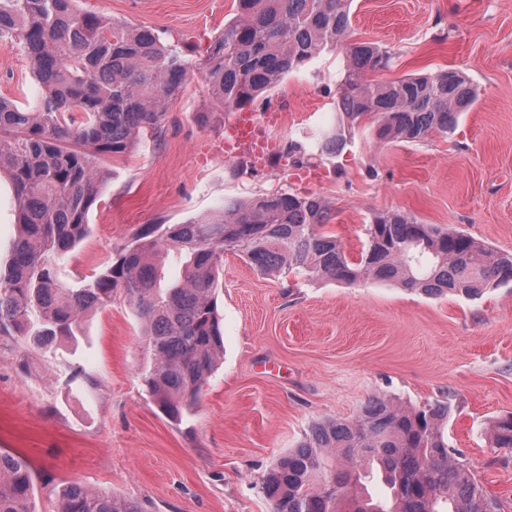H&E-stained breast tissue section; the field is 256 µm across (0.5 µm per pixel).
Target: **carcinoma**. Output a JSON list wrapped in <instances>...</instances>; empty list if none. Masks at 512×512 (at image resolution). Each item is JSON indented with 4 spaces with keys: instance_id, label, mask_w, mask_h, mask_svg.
Segmentation results:
<instances>
[{
    "instance_id": "obj_1",
    "label": "carcinoma",
    "mask_w": 512,
    "mask_h": 512,
    "mask_svg": "<svg viewBox=\"0 0 512 512\" xmlns=\"http://www.w3.org/2000/svg\"><path fill=\"white\" fill-rule=\"evenodd\" d=\"M201 63L224 109L261 98L289 72L334 50L351 28L352 0H237ZM0 44L26 56L38 88L34 106L0 98V173L11 180L18 234L0 260V348L25 362L72 339L84 316L121 293L142 325V378L173 421L199 401L224 358L216 310L224 251L239 250L259 272L345 284L400 285L429 297L474 300L512 285V254L398 211L374 214L358 257L323 231L332 209L316 195L229 201L206 222L144 224L116 261L81 287L58 279V263L89 234L88 214L105 182L93 157L122 154L162 130L166 103L187 80L181 47L159 32L78 8L77 0H0ZM345 75L336 123L320 137L334 153L346 132L370 123L384 144L454 133L478 89L462 71L374 81L391 67L373 42L342 47ZM185 253L181 279L162 284V254ZM448 404L411 407L374 397L352 420L313 423L266 471L270 512H501L448 446ZM492 446L512 450V414L491 426ZM377 481L374 497L365 482ZM33 473L0 452V512H33ZM56 512H150L144 500L65 483Z\"/></svg>"
}]
</instances>
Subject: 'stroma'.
<instances>
[{
  "label": "stroma",
  "mask_w": 512,
  "mask_h": 512,
  "mask_svg": "<svg viewBox=\"0 0 512 512\" xmlns=\"http://www.w3.org/2000/svg\"><path fill=\"white\" fill-rule=\"evenodd\" d=\"M83 10L165 32L189 63L157 138L95 157L107 174L89 237L65 258L71 287L94 274L144 224L209 219L225 202L281 192L329 202L326 232L354 254L374 213L399 210L512 253V0H353L351 40L378 44L393 66L378 80L451 66L478 88L453 136L380 145L369 126L319 155L344 75L339 51L288 73L250 112H279L265 167L224 154L234 110L215 109L199 64L236 14L235 0H81ZM37 89L19 49L0 46V96ZM317 157L320 177L292 166L289 143ZM219 311L224 361L199 406L174 422L148 395L140 324L122 295L88 315L28 368L0 352V451L34 476L35 512H55L57 487L148 500L153 512H270L260 482L312 422L352 419L376 396L447 403L445 434L502 512H512V452L492 447L512 413V288L476 300L429 298L382 282L345 285L267 276L224 253Z\"/></svg>",
  "instance_id": "35a3bbf8"
}]
</instances>
